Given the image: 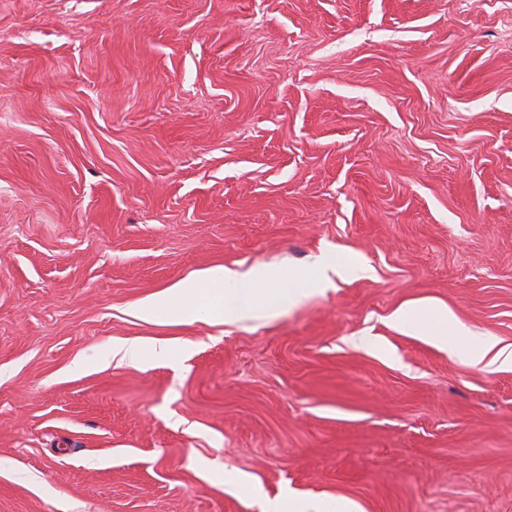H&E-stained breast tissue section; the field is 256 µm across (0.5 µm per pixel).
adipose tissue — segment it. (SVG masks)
<instances>
[{
  "label": "adipose tissue",
  "instance_id": "1",
  "mask_svg": "<svg viewBox=\"0 0 512 512\" xmlns=\"http://www.w3.org/2000/svg\"><path fill=\"white\" fill-rule=\"evenodd\" d=\"M209 282L221 297V313L227 321L274 311L283 303L298 302L306 294L305 289L287 287L282 270L272 267L259 268L248 275L226 268L210 277ZM198 287V279L183 280L167 296L149 300L140 306L138 314L146 320L166 312L177 314L185 321L196 319L201 312L197 301ZM394 319L400 327L417 331L435 344L455 350L472 366L482 365L495 347L489 339L470 343L465 328L449 318L447 312L426 306L399 309Z\"/></svg>",
  "mask_w": 512,
  "mask_h": 512
}]
</instances>
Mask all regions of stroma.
<instances>
[{"instance_id": "stroma-1", "label": "stroma", "mask_w": 512, "mask_h": 512, "mask_svg": "<svg viewBox=\"0 0 512 512\" xmlns=\"http://www.w3.org/2000/svg\"><path fill=\"white\" fill-rule=\"evenodd\" d=\"M412 303L512 351V0H0V512H512V365ZM221 297L224 321H238L271 312L281 304L296 303L306 295V288H286L287 280L278 268L263 267L249 275L224 268L208 278ZM198 288V279L183 280L167 296L151 299L144 303L137 309V313L145 320H151L165 312L176 313L184 321L194 320L201 312L197 301ZM394 320L402 328L417 331L429 336L435 344L455 350L472 366L482 365L496 346L489 339L479 344L470 343L465 328L449 318L448 311H433L426 306L405 307L395 312Z\"/></svg>"}]
</instances>
